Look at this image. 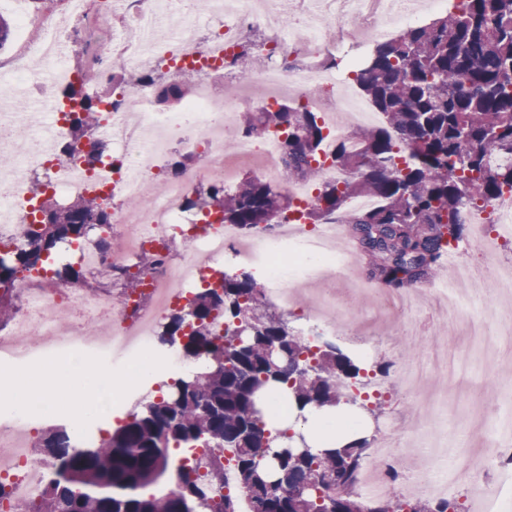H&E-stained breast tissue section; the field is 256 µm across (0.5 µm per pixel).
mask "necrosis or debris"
Segmentation results:
<instances>
[{"label": "necrosis or debris", "mask_w": 512, "mask_h": 512, "mask_svg": "<svg viewBox=\"0 0 512 512\" xmlns=\"http://www.w3.org/2000/svg\"><path fill=\"white\" fill-rule=\"evenodd\" d=\"M109 2L122 25L100 36L94 64L101 68L111 60L122 63L129 81L119 97L104 105L94 131L73 145L65 100L56 97L51 102L53 128L47 137L41 133L40 119L14 116L6 107L20 88L37 98L45 81L60 86L76 80L65 59L86 48L87 41L68 30L67 21L87 13V0H62V11L55 15L32 10L29 0H0V8L11 10L16 25L12 51L0 56V151L14 160L0 171V213L8 215L0 220V253L24 243L18 230L31 221L37 206L29 188L33 176L47 175L51 192L61 199L96 195L110 213L109 224L97 237L65 244L48 261L17 275V310L9 324L0 325L1 369H19L35 360L48 364L78 348L128 373L152 355L160 324L187 303L194 289L237 270L261 280L269 304L293 317L304 336L329 343L360 342L365 359L384 346L376 339L363 341L370 319L390 315L394 335L418 340L425 332L416 314L419 299L422 293L432 294L445 311L438 326L461 329L482 351L484 376L512 386V376L496 362L499 341L512 347V264L499 257L500 246L512 245V190L490 204L465 210L469 239L448 249L438 283L400 293L372 287L359 276L358 250L346 233L352 213L377 207V199H352L346 214L322 224L304 223L291 213L253 232L216 220L203 223L185 208L192 188L231 186L238 168L246 164L255 165L266 181L280 182L278 137L242 135L238 115L249 98L243 93L232 99L224 96V74L232 70L248 32L264 29L272 52L283 56L279 62L272 52L254 58L253 73L268 91L264 105L286 98L320 113L328 134L319 152L321 173L324 179L340 182L345 174L332 163L337 138L379 117L343 92L337 62L345 60L349 70H356L357 46L414 25L419 19L415 0H212L206 15L185 0ZM172 18L180 19V26L154 39V32ZM212 25L217 33L200 37L201 28ZM34 57L40 69L30 68ZM161 64L174 73L185 66L197 72L193 94L175 112L162 110L153 86L141 80L146 69ZM95 141L103 143L104 150L91 163L87 154ZM228 141L236 144L230 156L224 153ZM174 147L197 157V165L158 178L156 158ZM153 179L159 185L157 198L132 206V199ZM186 239L192 249L174 256L175 246ZM146 251L155 256L147 270L138 263ZM72 261L101 282L137 278L139 289L115 300L68 288L55 270ZM327 277L333 285L321 289L318 303L304 298V286ZM145 293L152 296V304H143ZM62 315L69 320L64 330L56 325ZM92 324L107 325V333L89 332ZM35 331L41 337L36 350L28 343ZM384 347L396 364V388L413 396L429 376L450 372L460 356L447 342L412 357L399 354L395 343ZM185 369L176 348H169L156 370L139 373L119 400L77 423L78 445H88L100 435L113 412L134 414L159 391L158 374L176 375ZM60 411V406L34 401L0 416V487L5 490L0 512H12L13 503L37 496L48 482L50 466L31 463L29 448L37 419ZM415 414L419 422L413 427L387 419L357 469L354 487L363 502L394 497L445 500L465 485L471 494L463 501V512H512V441L503 437L512 419H501V434L474 449L472 426L481 421L483 408H473L467 426L455 434L448 431L447 393L421 402Z\"/></svg>", "instance_id": "1"}]
</instances>
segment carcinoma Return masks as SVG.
<instances>
[{
    "label": "carcinoma",
    "instance_id": "1",
    "mask_svg": "<svg viewBox=\"0 0 512 512\" xmlns=\"http://www.w3.org/2000/svg\"><path fill=\"white\" fill-rule=\"evenodd\" d=\"M183 68L171 83L144 79L167 105L195 85ZM354 80L382 115L380 125L360 128L336 144L334 165L349 177L338 185L321 179L319 151L326 139L318 113L284 100L240 119L243 134L282 136L283 177L317 187L315 203L301 211L314 224L340 213L349 198L373 195L378 207L356 213L350 233L370 277L394 292L433 280L445 252L461 240L462 212L512 190V165L493 166L487 151L512 156V0H458L446 15L378 44L354 72ZM84 70L64 98L73 141L97 124L100 104L112 97L95 88ZM187 210L251 231L298 210L291 197L258 178L229 190L201 187ZM109 221L95 197L60 204L46 198L24 230L25 246L0 255V322L11 316L14 278L38 265L62 243L83 239ZM68 285L98 284L71 265L57 271ZM224 311L228 327L217 339L209 318ZM183 333V359L200 370L175 380L159 399L91 448H73L67 430L49 428L35 443V463L53 460V477L16 512H236L224 487L223 449L232 458L236 486L251 496L256 512H458L455 501L433 508L428 500L368 508L352 490L353 475L369 442L315 448L297 424L307 409L336 406V381L358 378L361 367L333 344L316 345L294 333L271 311L254 278L226 276L218 288H198L173 311L160 340ZM288 403L295 425L278 428L265 401ZM207 449L204 461L179 473L177 487L157 492L169 479L171 447Z\"/></svg>",
    "mask_w": 512,
    "mask_h": 512
}]
</instances>
